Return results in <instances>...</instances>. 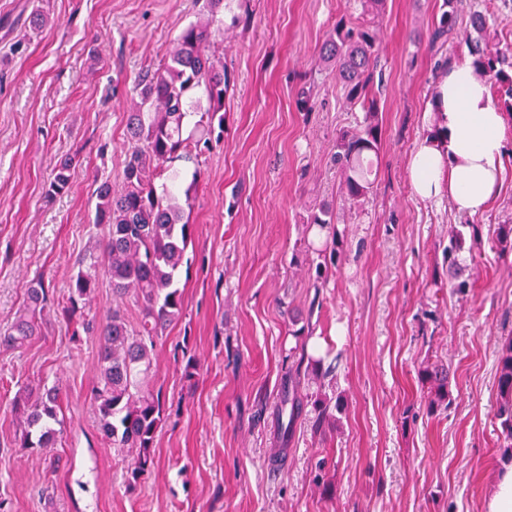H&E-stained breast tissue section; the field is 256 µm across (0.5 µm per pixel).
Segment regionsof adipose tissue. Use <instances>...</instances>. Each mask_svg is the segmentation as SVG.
Returning a JSON list of instances; mask_svg holds the SVG:
<instances>
[{
    "label": "adipose tissue",
    "mask_w": 512,
    "mask_h": 512,
    "mask_svg": "<svg viewBox=\"0 0 512 512\" xmlns=\"http://www.w3.org/2000/svg\"><path fill=\"white\" fill-rule=\"evenodd\" d=\"M444 137L423 138L409 159L416 195L448 200L461 214H481L501 185L507 127L487 83L468 64L443 71L429 106Z\"/></svg>",
    "instance_id": "ef3b65f1"
}]
</instances>
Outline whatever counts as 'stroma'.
Segmentation results:
<instances>
[{
    "instance_id": "obj_1",
    "label": "stroma",
    "mask_w": 512,
    "mask_h": 512,
    "mask_svg": "<svg viewBox=\"0 0 512 512\" xmlns=\"http://www.w3.org/2000/svg\"><path fill=\"white\" fill-rule=\"evenodd\" d=\"M443 0H387L374 93L382 122L368 203L339 205L347 103L318 49L356 0H250L249 23L212 38L232 72L224 139L182 172L193 226L180 272L184 309L156 345L165 416L155 463L130 483L128 453L99 433L91 389L100 342L47 319L20 349L0 346V512H484L506 467L494 417L501 346L512 337V253L491 241L512 219V143L499 194L464 249L473 286H448L447 201L418 198L409 157L436 119L446 65L470 59L465 25L429 44ZM42 6L49 21L29 35ZM198 18L193 0H0V326L43 278L65 303L75 260L106 234L94 224L102 181L122 185L127 114L141 73ZM28 37L24 51L14 43ZM315 105L300 109L303 89ZM79 154L68 193L45 189ZM337 201L343 258L314 290L322 257L307 219ZM306 342L332 367L344 407L316 432L298 420L280 444L275 404ZM448 365L449 409L427 410L424 362ZM58 386L66 430L51 453L19 445L14 400Z\"/></svg>"
}]
</instances>
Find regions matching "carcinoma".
<instances>
[{"label": "carcinoma", "instance_id": "1", "mask_svg": "<svg viewBox=\"0 0 512 512\" xmlns=\"http://www.w3.org/2000/svg\"><path fill=\"white\" fill-rule=\"evenodd\" d=\"M356 16L340 19L319 48V62L336 73V82L352 105L361 104L365 116L353 130L336 138L334 161L339 174L341 197L349 206H360L373 188L369 156L378 154L382 127L377 103L370 97L377 66L379 18L386 0H358ZM205 20L185 27L173 40L167 62L140 78L128 113L127 147L119 190L103 182L95 192L94 223L107 226L102 252L91 251L77 262L70 280L68 301L54 309L48 305L49 288L39 280L27 288L26 302L11 325L0 329V344L20 348L39 335L48 314L68 326L82 328L99 337L97 380L92 399L100 434L114 448L133 454L134 467L129 482L137 480L154 466L152 448L163 421L161 391L152 384L155 348L159 337L177 322L183 312V290L178 275L187 262L192 242V225L185 217L190 195H180L176 185L157 190L156 180L169 171L176 160L198 163V157L220 141L224 134V97L233 81L224 64H217L206 52L212 33L224 25L221 12L238 7L242 13L231 17V25L241 16H250L249 0H196ZM439 21L430 35V45L443 47L451 39L458 20L454 0H443ZM469 38L472 66L489 88L507 86L512 112V52L488 43L489 24L483 12L469 10ZM75 159L63 161L49 182L46 193L56 197L67 193ZM336 206L324 202L311 212L309 227L331 237L329 259L341 257L334 224ZM448 277L452 293L463 294L472 287L464 276L457 256L464 249L465 237L455 226L448 232ZM495 239L501 252H512V224H499ZM328 263V264H330ZM315 267L317 285L329 278V267ZM106 278L113 298L136 304L138 315L132 322L118 307L96 327L85 321L84 311L92 294ZM499 400L495 419L499 433L512 459V338L505 341L497 368ZM429 385L428 408L436 412L451 404L448 367L428 365L419 371ZM313 426L320 432L334 420L333 412L343 409L342 396L320 391L313 395ZM21 412L23 448L51 451L63 434L58 418L59 392L56 388L31 390L15 401ZM304 403L293 374L277 402V421L283 441H288Z\"/></svg>", "mask_w": 512, "mask_h": 512}]
</instances>
